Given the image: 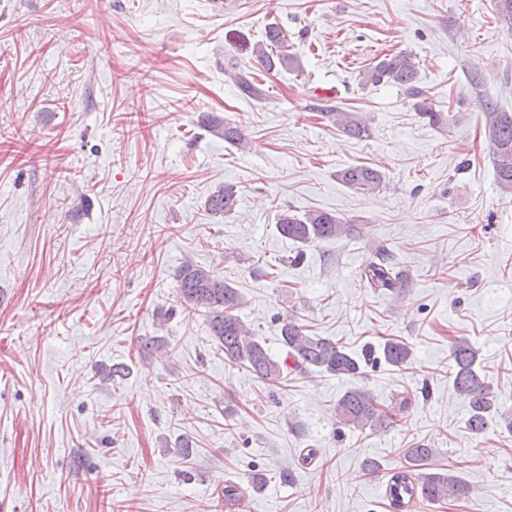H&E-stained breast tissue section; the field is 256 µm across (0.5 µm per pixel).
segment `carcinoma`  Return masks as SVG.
Listing matches in <instances>:
<instances>
[{"label":"carcinoma","instance_id":"cac0c4a2","mask_svg":"<svg viewBox=\"0 0 512 512\" xmlns=\"http://www.w3.org/2000/svg\"><path fill=\"white\" fill-rule=\"evenodd\" d=\"M266 42L254 49L258 60L268 71L279 67L301 69L299 58L288 52V35L278 26L266 30ZM224 73L235 83L240 93L257 102L267 100L268 92L256 82L251 73L232 64ZM363 86L396 85L412 100V107L419 118L432 126L448 123V117L434 103L419 78L415 55L396 51L379 57L367 67L360 80ZM485 138L492 160L498 188L512 193V113L505 112L489 99L481 101ZM325 116L332 119L342 133L355 139L370 136L367 121L339 106L325 108ZM206 123L224 137V142L236 147L245 144L244 130L227 119L211 116ZM346 186L360 192L371 193L384 182L383 173L365 165L348 166L338 172ZM238 202L234 185L226 184L212 193L208 209L215 215L229 214ZM278 232L304 246L321 240L348 236L354 231L353 222L344 217L322 211L309 210L302 214L284 209L277 215ZM178 306L161 309L157 316L169 319L177 311L200 312L213 341L224 351V360L243 366L256 377L278 383L284 379L288 361L290 369L302 372L313 370L339 377L356 378L362 374L361 359L354 357L344 346L324 336L305 333L303 326L290 318L281 329V342L287 348V359H274L254 331L237 314L243 303L239 289L224 281L214 271L192 261H185L175 274ZM366 285L378 292L405 287V281L395 271L388 255L378 252L361 272ZM384 363L403 370L413 360V349L408 342L389 338L381 346ZM450 374L454 392L470 409L467 424L470 430L484 431L492 421L494 401L488 383L479 371L480 352L466 339L454 341L449 350ZM336 418L339 423L358 429H383L392 422V416L379 404L373 393L363 387L346 390L336 401ZM435 449L424 442H417L405 449L404 470L391 476L386 493L393 508L402 510L413 500L430 504L446 500L471 497L473 487L451 471H434L430 462ZM245 498V489L237 483L224 486V504L235 506Z\"/></svg>","mask_w":512,"mask_h":512}]
</instances>
